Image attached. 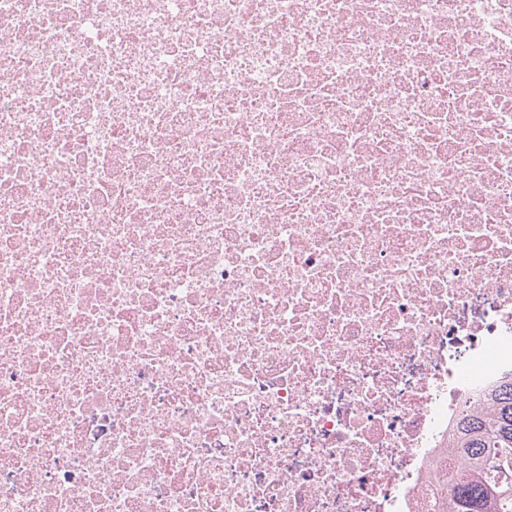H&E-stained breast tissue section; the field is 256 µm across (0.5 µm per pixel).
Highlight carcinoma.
<instances>
[{
	"instance_id": "1",
	"label": "carcinoma",
	"mask_w": 512,
	"mask_h": 512,
	"mask_svg": "<svg viewBox=\"0 0 512 512\" xmlns=\"http://www.w3.org/2000/svg\"><path fill=\"white\" fill-rule=\"evenodd\" d=\"M463 468L427 512H512V377L491 396L488 409L468 408L455 428Z\"/></svg>"
}]
</instances>
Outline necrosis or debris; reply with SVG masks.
Returning <instances> with one entry per match:
<instances>
[{
  "mask_svg": "<svg viewBox=\"0 0 512 512\" xmlns=\"http://www.w3.org/2000/svg\"><path fill=\"white\" fill-rule=\"evenodd\" d=\"M512 372V0H0V512H424Z\"/></svg>",
  "mask_w": 512,
  "mask_h": 512,
  "instance_id": "1",
  "label": "necrosis or debris"
}]
</instances>
